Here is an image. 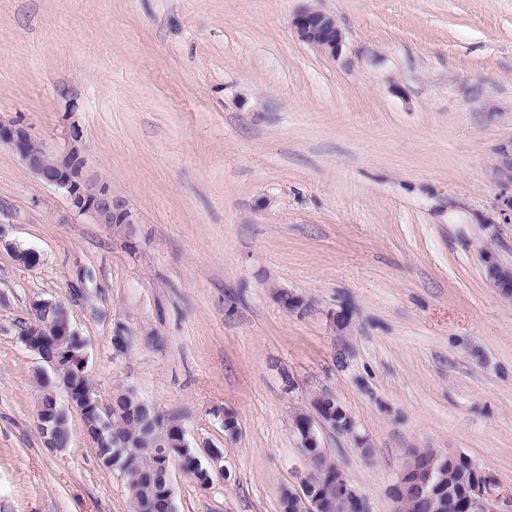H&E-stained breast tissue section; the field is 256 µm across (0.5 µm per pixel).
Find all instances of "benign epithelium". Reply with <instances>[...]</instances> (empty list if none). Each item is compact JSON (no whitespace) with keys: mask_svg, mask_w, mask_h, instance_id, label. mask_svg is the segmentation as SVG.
<instances>
[{"mask_svg":"<svg viewBox=\"0 0 512 512\" xmlns=\"http://www.w3.org/2000/svg\"><path fill=\"white\" fill-rule=\"evenodd\" d=\"M291 28L299 41L322 57L336 59L343 50L345 35L333 14L312 6L300 9L292 18ZM34 138L28 126L19 121L5 122L0 119V144L8 145L21 162L43 183L62 191L72 210L96 224H136L138 216L124 197L112 191V187L101 180L89 167L79 131L71 133L65 146L59 150L44 146L35 148ZM8 247L16 260L25 265L38 263L36 252L21 249L5 240V231L0 226V246ZM486 277L504 295L512 296V267L505 265L490 252H484ZM33 324L22 342L41 362L35 376L49 378L54 375L56 389L43 393L38 405V425L44 443L49 448H58L56 431L68 421L72 409L80 411L84 428L94 430L91 436L93 447L104 440L113 445L112 455L101 459V463L112 467V462L124 453L126 443L112 438V402L99 399L94 385L84 381V371H71L65 359L74 349L81 350L74 362L85 366L82 353L85 341L72 324L68 308L59 301L36 299L32 302ZM62 391L65 400H60L57 391ZM316 407L320 415L318 424L341 433L354 431L355 422L336 398L328 393L320 394ZM305 461L310 453H318L321 447L316 427L307 423L293 429ZM459 475L457 487H448V470ZM158 493L164 502L174 499L170 465L165 464L153 474ZM304 493L285 491L288 497V512H327L328 503L320 492L308 487V480H301ZM336 500L346 512H366L365 498L360 489L341 474L331 479ZM388 494L395 501L409 497L417 501L427 512H495L488 492L485 473L467 455L447 451L431 459L406 462L397 479L389 486Z\"/></svg>","mask_w":512,"mask_h":512,"instance_id":"1","label":"benign epithelium"}]
</instances>
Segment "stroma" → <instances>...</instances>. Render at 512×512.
I'll return each mask as SVG.
<instances>
[{"label":"stroma","mask_w":512,"mask_h":512,"mask_svg":"<svg viewBox=\"0 0 512 512\" xmlns=\"http://www.w3.org/2000/svg\"><path fill=\"white\" fill-rule=\"evenodd\" d=\"M312 1L337 59L291 30ZM0 119L50 149L79 131L139 216L77 215L0 144V226L39 256L0 249V512H131L79 411L64 449L37 430L43 298L100 399L135 389L200 461L222 449L205 487L172 461L176 512H280L322 392L356 423L320 439L366 512H393L415 448L468 455L512 512V298L482 261L512 264V0H0Z\"/></svg>","instance_id":"stroma-1"}]
</instances>
